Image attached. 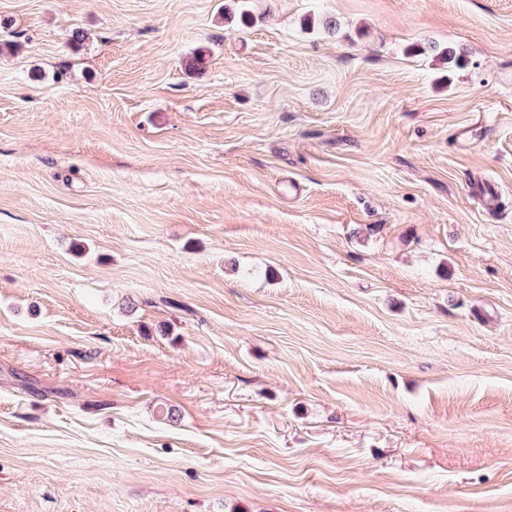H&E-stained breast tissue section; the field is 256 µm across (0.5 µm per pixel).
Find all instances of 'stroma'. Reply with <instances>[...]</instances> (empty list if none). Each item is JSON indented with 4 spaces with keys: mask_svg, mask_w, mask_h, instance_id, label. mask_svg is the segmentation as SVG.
<instances>
[{
    "mask_svg": "<svg viewBox=\"0 0 512 512\" xmlns=\"http://www.w3.org/2000/svg\"><path fill=\"white\" fill-rule=\"evenodd\" d=\"M0 512H512V0H0Z\"/></svg>",
    "mask_w": 512,
    "mask_h": 512,
    "instance_id": "obj_1",
    "label": "stroma"
}]
</instances>
